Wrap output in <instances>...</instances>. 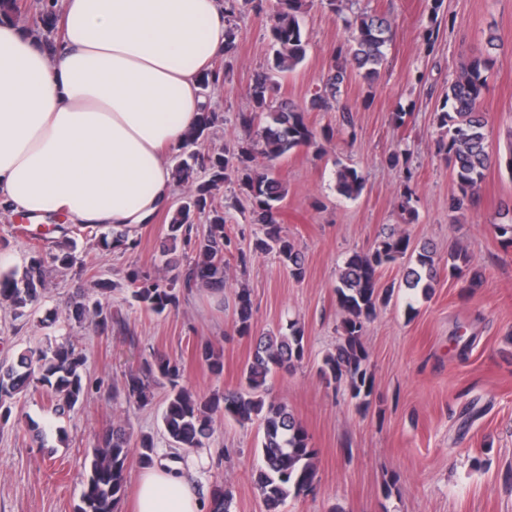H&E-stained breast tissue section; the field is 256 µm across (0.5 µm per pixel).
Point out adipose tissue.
Instances as JSON below:
<instances>
[{
    "instance_id": "ef3b65f1",
    "label": "adipose tissue",
    "mask_w": 512,
    "mask_h": 512,
    "mask_svg": "<svg viewBox=\"0 0 512 512\" xmlns=\"http://www.w3.org/2000/svg\"><path fill=\"white\" fill-rule=\"evenodd\" d=\"M48 53L0 21V203L42 219L134 227L165 209L171 154L224 50V0H63ZM180 469L145 467L135 512H199Z\"/></svg>"
}]
</instances>
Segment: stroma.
Here are the masks:
<instances>
[{"label": "stroma", "mask_w": 512, "mask_h": 512, "mask_svg": "<svg viewBox=\"0 0 512 512\" xmlns=\"http://www.w3.org/2000/svg\"><path fill=\"white\" fill-rule=\"evenodd\" d=\"M360 7L387 14L393 37L382 77L367 85L350 76L340 100L353 110L355 133L337 134L322 154L299 150L276 163L288 194L279 220L306 259V276L297 281L273 256L254 259L247 269L227 259L224 290L193 288L180 302L157 315L142 311L121 284L134 268L170 279L183 276L185 262L167 266L160 254L169 218L158 214L137 229L133 250H106L82 239V267L52 271L33 314L15 317L0 303V360L37 347L46 337L67 338L86 356L82 405L48 428L54 414L43 390L19 398L15 423L0 429V512H77L86 468L97 440L115 424L134 434L153 435L160 457L171 458L161 432L160 414L170 390L164 378L152 382L148 404L112 394L130 372L161 352L182 368L181 386L201 395L236 386L251 357L248 338L233 327L234 297L251 293L254 323L268 330L287 319L305 329L301 365L270 381L269 396L288 404L318 450L319 473L313 492L288 499L282 512H512V246L496 229L498 211L512 202V175L491 167L482 183L479 205L451 218L448 198L453 174L435 155L441 131L435 114L443 106L448 80L465 58L487 54L488 31L501 38L493 51L497 64L488 73L482 101L489 144L504 149L512 131V0H360ZM262 13L238 15V50L225 59L228 78L210 96L225 121L201 145L212 153L237 145L236 113L250 105L255 74L272 56L270 16L278 0H263ZM300 16L312 37L305 62L281 81L280 94L308 110L316 127L335 124V108L313 110L310 95L334 63L333 51L349 33L319 0H306ZM433 30V51L423 35ZM409 113L397 129L392 116ZM410 153L409 166H396V144ZM356 167L365 178L358 199L337 195L335 162ZM416 173L406 182V168ZM413 190L416 222L397 207L404 187ZM219 198L230 215L224 230L235 247L248 248L259 225L250 221V204L237 185L224 184ZM409 235L412 244H430L439 260L465 247L484 272L480 288L462 291L461 281L442 273L431 298L408 299L396 292L371 320L363 342L373 379L372 404L358 411L346 390L326 385L319 374L324 357L339 340L336 277L349 253L368 249L383 229ZM34 245L22 221L0 209V272L22 268ZM118 282L105 302L107 330L68 324L71 296L90 290L92 277ZM415 315H408L407 305ZM213 344L224 352V373L212 375L196 348ZM45 425L36 442L30 422ZM257 428L218 420L203 447L181 453L202 504L216 483L230 485L234 512H265L254 486L258 462Z\"/></svg>", "instance_id": "obj_1"}]
</instances>
